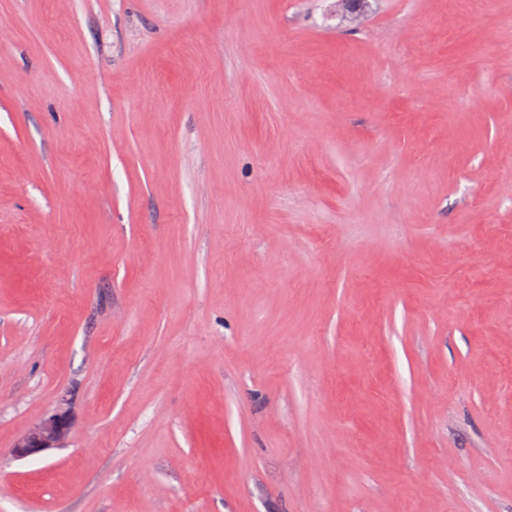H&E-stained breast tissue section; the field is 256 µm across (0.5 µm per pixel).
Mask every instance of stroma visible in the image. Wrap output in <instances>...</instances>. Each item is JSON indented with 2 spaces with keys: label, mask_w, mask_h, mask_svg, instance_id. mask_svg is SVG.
<instances>
[{
  "label": "stroma",
  "mask_w": 512,
  "mask_h": 512,
  "mask_svg": "<svg viewBox=\"0 0 512 512\" xmlns=\"http://www.w3.org/2000/svg\"><path fill=\"white\" fill-rule=\"evenodd\" d=\"M2 24L0 512H512V0ZM72 427L68 411L59 407L49 413L18 441L13 449V454L18 458H26L59 448L70 435Z\"/></svg>",
  "instance_id": "obj_1"
}]
</instances>
